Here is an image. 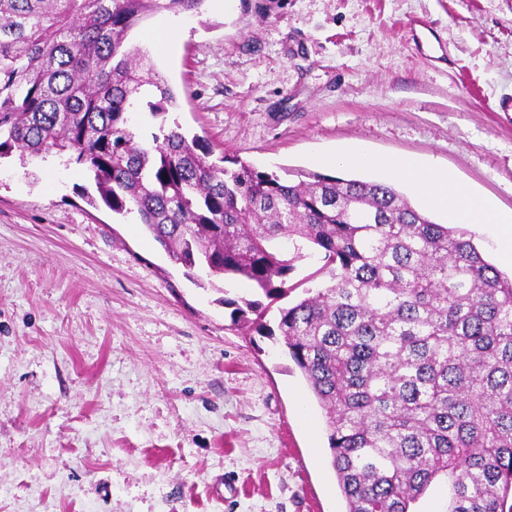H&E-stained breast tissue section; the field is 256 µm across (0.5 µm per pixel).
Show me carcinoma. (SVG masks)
Here are the masks:
<instances>
[{
  "mask_svg": "<svg viewBox=\"0 0 512 512\" xmlns=\"http://www.w3.org/2000/svg\"><path fill=\"white\" fill-rule=\"evenodd\" d=\"M204 2L0 0V159L84 166L173 262L272 302L308 248L329 280L278 307L277 329L324 410L346 512H414L436 480L447 512H512V279L468 231L392 185L228 168L178 124L128 127L136 102L154 119L177 105L131 31ZM224 304L272 333L260 300Z\"/></svg>",
  "mask_w": 512,
  "mask_h": 512,
  "instance_id": "obj_1",
  "label": "carcinoma"
}]
</instances>
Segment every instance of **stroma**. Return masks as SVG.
<instances>
[{
	"label": "stroma",
	"instance_id": "stroma-1",
	"mask_svg": "<svg viewBox=\"0 0 512 512\" xmlns=\"http://www.w3.org/2000/svg\"><path fill=\"white\" fill-rule=\"evenodd\" d=\"M257 2L130 35L211 161L313 173L365 144L512 212V0ZM96 193L55 156L0 161V512H345L281 336L224 304L251 284L175 264Z\"/></svg>",
	"mask_w": 512,
	"mask_h": 512
}]
</instances>
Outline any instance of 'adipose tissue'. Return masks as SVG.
<instances>
[{
  "mask_svg": "<svg viewBox=\"0 0 512 512\" xmlns=\"http://www.w3.org/2000/svg\"><path fill=\"white\" fill-rule=\"evenodd\" d=\"M318 160L338 170L373 166L391 173L411 185L421 199L448 212L454 223L474 224L490 233L499 244L503 259L512 262V214L497 213L459 188L451 172L436 169L418 156L381 157L366 146L354 151L338 148L319 154Z\"/></svg>",
  "mask_w": 512,
  "mask_h": 512,
  "instance_id": "adipose-tissue-1",
  "label": "adipose tissue"
}]
</instances>
